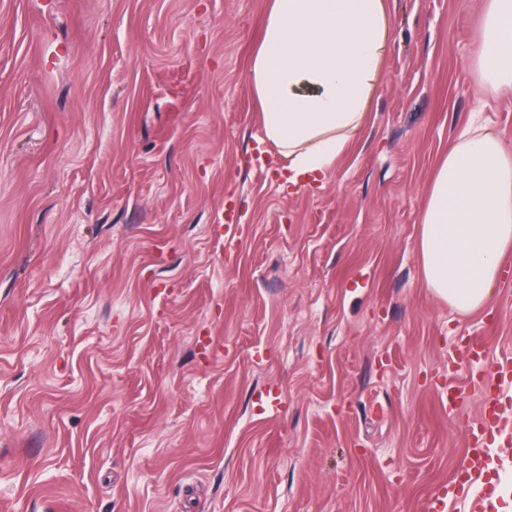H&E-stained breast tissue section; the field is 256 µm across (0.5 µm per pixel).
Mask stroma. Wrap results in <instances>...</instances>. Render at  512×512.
<instances>
[{
	"instance_id": "35a3bbf8",
	"label": "stroma",
	"mask_w": 512,
	"mask_h": 512,
	"mask_svg": "<svg viewBox=\"0 0 512 512\" xmlns=\"http://www.w3.org/2000/svg\"><path fill=\"white\" fill-rule=\"evenodd\" d=\"M266 6L0 0V512H424L460 465L512 253L461 318L417 239L472 113L512 147L481 0H389L371 121L297 191L249 82Z\"/></svg>"
}]
</instances>
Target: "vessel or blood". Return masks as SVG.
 <instances>
[{
  "label": "vessel or blood",
  "mask_w": 512,
  "mask_h": 512,
  "mask_svg": "<svg viewBox=\"0 0 512 512\" xmlns=\"http://www.w3.org/2000/svg\"><path fill=\"white\" fill-rule=\"evenodd\" d=\"M469 360L480 367L483 408L472 420L470 440L455 478L441 485L429 497L427 512H447L449 503L458 502L463 512H499L503 500L497 484L486 481L493 462L492 448L501 439L512 436V421L499 412L501 395L512 389V358L489 359L481 338H472Z\"/></svg>",
  "instance_id": "b4317fda"
}]
</instances>
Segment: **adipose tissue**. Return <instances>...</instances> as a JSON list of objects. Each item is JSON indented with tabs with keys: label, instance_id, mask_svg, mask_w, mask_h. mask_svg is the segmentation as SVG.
<instances>
[{
	"label": "adipose tissue",
	"instance_id": "obj_1",
	"mask_svg": "<svg viewBox=\"0 0 512 512\" xmlns=\"http://www.w3.org/2000/svg\"><path fill=\"white\" fill-rule=\"evenodd\" d=\"M386 0H267L249 65L261 140L288 182L324 181L368 121L389 39ZM479 95L512 91V0H484ZM512 249V150L480 115L457 134L428 191L418 237L426 288L458 315L483 309Z\"/></svg>",
	"mask_w": 512,
	"mask_h": 512
}]
</instances>
